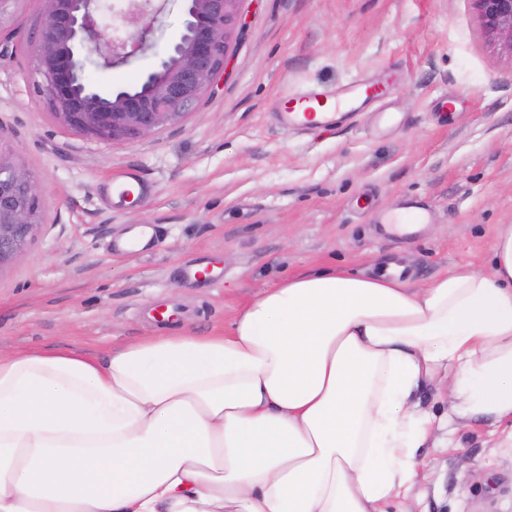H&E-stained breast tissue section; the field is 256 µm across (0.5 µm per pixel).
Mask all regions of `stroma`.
Segmentation results:
<instances>
[{
  "label": "stroma",
  "instance_id": "obj_1",
  "mask_svg": "<svg viewBox=\"0 0 512 512\" xmlns=\"http://www.w3.org/2000/svg\"><path fill=\"white\" fill-rule=\"evenodd\" d=\"M241 14L228 72L200 107L132 142L66 128L36 92L32 59L0 57V146L48 190L46 223L0 272V353L102 355L156 335L159 306L217 332L282 277L332 265L396 264L424 282L488 263L498 225L512 224V52L485 37L473 0H243ZM160 20L129 63L87 68L99 90L157 67L182 29L178 0ZM356 78L388 82L384 100L331 129H282L287 98L335 97ZM129 169L148 188L132 208L112 195ZM412 202L427 224L383 238ZM144 224L158 227L151 251L113 250ZM420 396L453 446L420 449V480L390 512H512V437L448 420L434 386Z\"/></svg>",
  "mask_w": 512,
  "mask_h": 512
}]
</instances>
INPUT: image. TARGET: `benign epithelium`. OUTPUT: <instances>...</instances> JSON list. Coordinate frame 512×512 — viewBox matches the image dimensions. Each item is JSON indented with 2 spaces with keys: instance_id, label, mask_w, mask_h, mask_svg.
<instances>
[{
  "instance_id": "1",
  "label": "benign epithelium",
  "mask_w": 512,
  "mask_h": 512,
  "mask_svg": "<svg viewBox=\"0 0 512 512\" xmlns=\"http://www.w3.org/2000/svg\"><path fill=\"white\" fill-rule=\"evenodd\" d=\"M39 2L27 43L41 77L38 93L63 125L89 139L114 142L178 123L200 106L216 78L226 74L243 0H180L182 30L167 57L138 85L108 95L85 78L89 55H98L104 68L128 63L148 47L163 8L153 0H126L124 19L135 30L123 38L102 29L101 0ZM474 3L485 35L512 52V0ZM46 197L44 184L0 147V271L27 251L45 223Z\"/></svg>"
}]
</instances>
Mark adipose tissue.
I'll list each match as a JSON object with an SVG mask.
<instances>
[{
	"label": "adipose tissue",
	"instance_id": "ef3b65f1",
	"mask_svg": "<svg viewBox=\"0 0 512 512\" xmlns=\"http://www.w3.org/2000/svg\"><path fill=\"white\" fill-rule=\"evenodd\" d=\"M512 427V224L424 284L324 268L223 331L0 354V512H387L434 415Z\"/></svg>",
	"mask_w": 512,
	"mask_h": 512
}]
</instances>
